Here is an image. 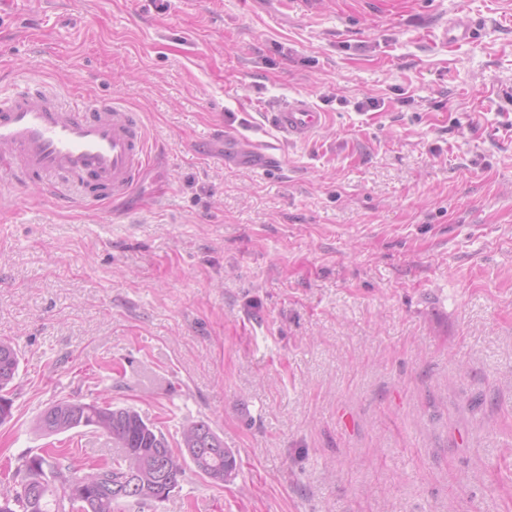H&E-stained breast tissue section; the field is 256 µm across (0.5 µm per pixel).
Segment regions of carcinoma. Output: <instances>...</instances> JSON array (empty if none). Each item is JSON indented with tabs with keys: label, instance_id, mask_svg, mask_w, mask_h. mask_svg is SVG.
<instances>
[{
	"label": "carcinoma",
	"instance_id": "obj_1",
	"mask_svg": "<svg viewBox=\"0 0 512 512\" xmlns=\"http://www.w3.org/2000/svg\"><path fill=\"white\" fill-rule=\"evenodd\" d=\"M20 359L18 350L0 340V424L12 416V399ZM79 428L101 432L112 439V463L76 469L55 457L34 454L24 462L19 489L0 496V512H126L166 500L190 467L216 483L234 480L236 453L208 422L198 421L181 432L178 448L139 411L108 402L62 400L45 409L37 430L45 435ZM53 475L68 484L67 500L57 498Z\"/></svg>",
	"mask_w": 512,
	"mask_h": 512
}]
</instances>
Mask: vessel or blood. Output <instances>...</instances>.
<instances>
[{
	"mask_svg": "<svg viewBox=\"0 0 512 512\" xmlns=\"http://www.w3.org/2000/svg\"><path fill=\"white\" fill-rule=\"evenodd\" d=\"M474 35L464 14L444 25L440 38L458 43ZM291 139L314 134L324 124L306 98L271 117ZM152 161L145 128L135 113L115 100L62 104L39 87H18L0 101V178L25 187L54 190L75 183L91 205L125 200Z\"/></svg>",
	"mask_w": 512,
	"mask_h": 512,
	"instance_id": "obj_1",
	"label": "vessel or blood"
}]
</instances>
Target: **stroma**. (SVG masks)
Segmentation results:
<instances>
[{"mask_svg": "<svg viewBox=\"0 0 512 512\" xmlns=\"http://www.w3.org/2000/svg\"><path fill=\"white\" fill-rule=\"evenodd\" d=\"M30 80L118 98L155 161L100 207L0 181V492L111 453L36 430L105 400L240 460L141 512H512V0H23L0 92ZM301 96L326 123L289 140ZM474 35V25L471 19L460 14L444 25L440 32V39L445 43H458L471 39ZM18 350L7 341L0 340V424L8 422L12 416V399L15 379L18 376L20 359Z\"/></svg>", "mask_w": 512, "mask_h": 512, "instance_id": "1", "label": "stroma"}]
</instances>
